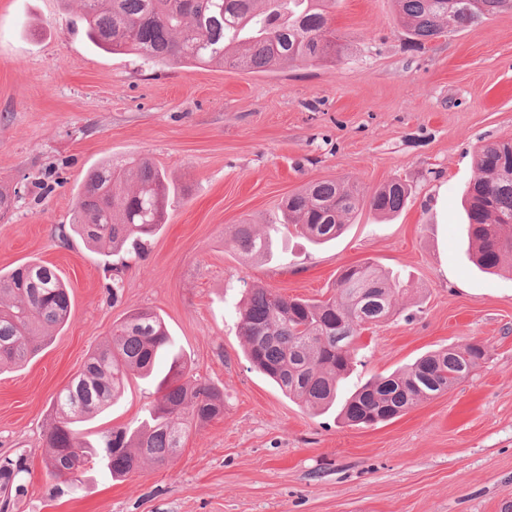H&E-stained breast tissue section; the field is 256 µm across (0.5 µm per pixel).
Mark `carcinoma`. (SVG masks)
<instances>
[{"mask_svg":"<svg viewBox=\"0 0 512 512\" xmlns=\"http://www.w3.org/2000/svg\"><path fill=\"white\" fill-rule=\"evenodd\" d=\"M81 24L88 40L109 54H134L155 65L212 63L266 72L288 63L340 59L347 44L336 32V0H81ZM401 21L423 45L512 10V0H396ZM477 176L465 191L467 232L476 245L475 262L494 272L512 255V139L482 146ZM408 188L394 180L373 192L368 203L381 214L400 211ZM170 202L165 172L141 159L109 160L92 168L77 194L72 224L60 225L86 244L129 245L114 270L122 272L145 253L164 224ZM358 189L322 180L289 196L273 232L294 230L315 243L338 237L356 215ZM230 242L245 256L268 258L274 239L254 225L236 224ZM406 288L368 262L346 266L325 300L287 298L273 288H250L238 309V326L250 364L285 394L312 407L336 403L359 362L364 331L403 310ZM70 290L57 271L29 261L0 272V366L17 365L44 346L40 338L68 322ZM172 359L155 382L150 420L131 430L117 427L85 440L78 424L112 406L129 375L149 377L162 355ZM486 355L479 343L434 351L405 372L370 380L341 404L344 420L355 426L392 420L417 404L446 393L465 380ZM55 417L47 432L46 475L70 491L82 479L71 475L77 460L124 477L150 459L165 463L182 446L194 420L224 413V392L191 380L186 359L173 353L164 320L138 310L112 328L109 345L93 351L81 371L54 397ZM26 458L0 460V506L24 492Z\"/></svg>","mask_w":512,"mask_h":512,"instance_id":"obj_1","label":"carcinoma"}]
</instances>
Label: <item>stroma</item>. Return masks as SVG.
Listing matches in <instances>:
<instances>
[{
    "instance_id": "35a3bbf8",
    "label": "stroma",
    "mask_w": 512,
    "mask_h": 512,
    "mask_svg": "<svg viewBox=\"0 0 512 512\" xmlns=\"http://www.w3.org/2000/svg\"><path fill=\"white\" fill-rule=\"evenodd\" d=\"M74 0H0V269L38 260L71 292L67 324L28 362L0 368V458L24 456L12 512H504L512 502V271L472 260L463 191L486 144L512 139V11L411 39L394 0H339L348 45L333 63L269 72L151 67L92 47ZM127 157L163 169L174 196L143 257L112 286L110 247L71 239L85 173ZM336 179L362 194L400 179L404 208L361 204L335 240L276 238L267 259L226 244L232 225L266 231L288 195ZM371 262L403 279L405 310L363 333L348 387L422 355L479 342L470 377L375 426L306 408L251 369L236 309L255 285L323 299L340 270ZM134 309L164 320L224 414L193 426L178 455L115 479L86 473L54 495L44 467L52 399ZM156 399L132 376L83 433L141 425Z\"/></svg>"
}]
</instances>
